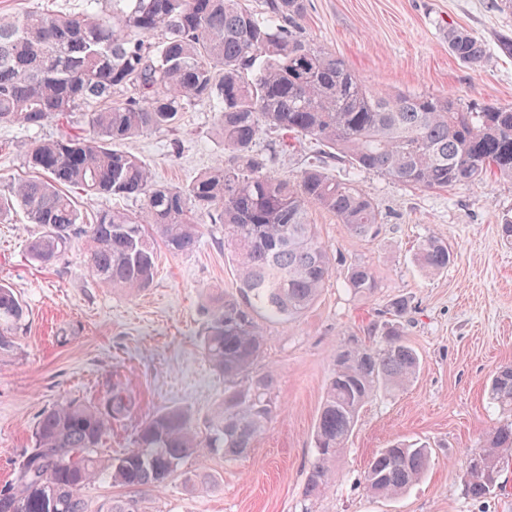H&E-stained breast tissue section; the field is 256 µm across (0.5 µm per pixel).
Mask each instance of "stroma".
Listing matches in <instances>:
<instances>
[{"label":"stroma","mask_w":512,"mask_h":512,"mask_svg":"<svg viewBox=\"0 0 512 512\" xmlns=\"http://www.w3.org/2000/svg\"><path fill=\"white\" fill-rule=\"evenodd\" d=\"M497 2L308 0L304 32L374 89L512 106V57L497 50L499 35L512 34V11ZM460 27L483 41L480 66L449 51L448 31ZM87 129L78 111L38 128L0 123V196L29 176L24 160L32 142ZM123 149L169 186L186 185L226 156L206 104L180 113L172 129L131 138ZM255 151L281 178L318 164L353 182L379 207L377 233L358 239L332 213L311 210L334 273L299 318L260 322L264 348L254 371L275 374L274 414L264 434L237 461L200 449L164 488L147 494L146 512H512V458L486 498L471 499L464 486L467 459L501 419L488 399L489 380L512 363V243L499 232L502 217L512 216V180L492 175L444 190L417 189L346 162L318 163L314 143L275 129L263 133ZM201 230L192 253L157 246L151 286L128 295L89 274L83 238L74 237L43 267L26 249L41 225L28 223L19 208L0 218V282L15 290L25 312L14 348L0 353V486L31 448L39 416L72 400L101 403L117 393L128 399L127 413L113 419L99 449L107 459L129 448L141 420L165 408L205 422L224 379L202 353L201 309L210 291L234 292L237 276L223 225L209 222ZM430 236L445 240L453 254L433 277L414 259ZM355 264L372 269L371 293L348 287L345 274ZM398 299L409 303L402 323L419 356L417 376L406 389L379 393L363 407L336 462L335 482L305 499L314 428L336 354L350 344L379 342L384 311ZM396 439L429 443L432 463L407 492L384 500L367 491L363 476L377 450ZM197 472L209 475L206 487L187 483Z\"/></svg>","instance_id":"35a3bbf8"}]
</instances>
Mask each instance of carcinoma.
<instances>
[{
    "instance_id": "carcinoma-1",
    "label": "carcinoma",
    "mask_w": 512,
    "mask_h": 512,
    "mask_svg": "<svg viewBox=\"0 0 512 512\" xmlns=\"http://www.w3.org/2000/svg\"><path fill=\"white\" fill-rule=\"evenodd\" d=\"M87 0L79 14L31 11L0 19V122L41 127L76 110L89 126L35 142L25 164L35 175L15 182L0 210L18 206L43 232L30 258L54 264L73 236L85 239L88 271L127 294L153 282L155 242L173 254L196 249L205 219L224 224L238 295L213 293L206 305L203 350L224 376V397L203 427L181 408L138 424L131 448L104 460L97 448L125 411L122 397L101 407L70 402L44 412L32 448L11 482L0 487V512H144L141 495L162 489L200 448L244 458L272 415V373H254L264 337L255 317L293 320L316 301L333 274L330 254L309 220L327 210L358 238L375 233L376 202L349 182L313 167L295 179L275 177L253 153L266 128L314 141L334 160L424 189L512 179V106L462 103L448 95L374 91L336 55L305 36L307 0H112L98 12ZM448 48L478 66L483 42L465 29L448 31ZM206 103L217 114L227 160L182 187L157 184L147 165L115 145L140 133L173 127L179 113ZM75 187L93 196L141 202L137 214L100 213L83 223ZM448 244L427 238L415 259L430 274L446 268ZM357 294L375 288L366 265L347 271ZM24 308L0 284V350L14 347ZM416 351L398 327L378 344L342 349L315 426L316 454L305 497L328 486L364 405L382 388L400 390L417 374ZM488 398L512 414V364L492 376ZM512 457V420L494 427L466 467L468 494L487 495L498 463ZM427 445L397 441L364 472L378 496L403 493L427 471ZM107 478L124 492L89 510L81 490Z\"/></svg>"
}]
</instances>
